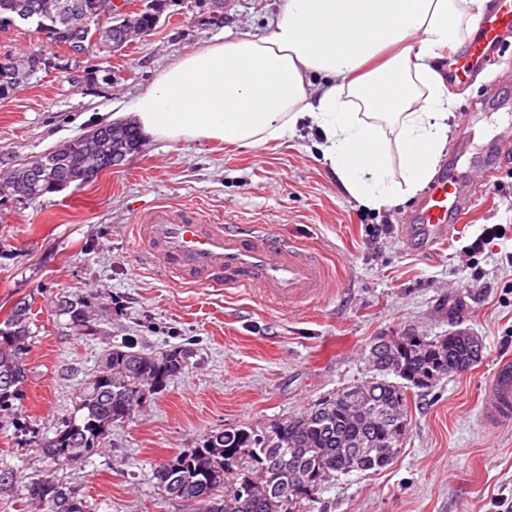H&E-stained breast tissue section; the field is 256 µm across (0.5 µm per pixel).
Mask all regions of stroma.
Listing matches in <instances>:
<instances>
[{
    "mask_svg": "<svg viewBox=\"0 0 512 512\" xmlns=\"http://www.w3.org/2000/svg\"><path fill=\"white\" fill-rule=\"evenodd\" d=\"M279 4L223 0L217 10L210 0H168L153 31L120 49L93 44L81 53L22 24L0 30V59H46L38 79L0 99V172L100 127L102 113L130 105L179 53L262 32ZM450 91L454 135L445 154L467 171L494 139L512 136V50ZM318 140L305 124L255 149L146 137L89 183L32 202L0 198V321L19 299L32 305L28 380L17 416L0 418V455L20 467L17 486L0 493V512H23L22 485L37 475L72 489L90 512H197L159 490V463L211 431L264 429L368 379L364 353L377 337L457 330L482 339V360L410 398L392 464L327 479L304 512H499V496L512 498V423L488 429L479 420L495 368L512 358V160L496 183L471 185L472 208L455 239L417 255L400 238L412 200L362 206L322 164ZM166 199L218 216L235 211L319 249L336 276L333 293L304 308L270 309L254 294L148 274L131 220ZM486 224L502 225V237L466 254ZM81 294L111 307L97 335L69 334L53 313L57 299ZM120 342L182 350L187 365L134 419L113 425L103 453L56 465L40 440L75 414Z\"/></svg>",
    "mask_w": 512,
    "mask_h": 512,
    "instance_id": "obj_1",
    "label": "stroma"
}]
</instances>
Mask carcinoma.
Instances as JSON below:
<instances>
[{
  "instance_id": "carcinoma-1",
  "label": "carcinoma",
  "mask_w": 512,
  "mask_h": 512,
  "mask_svg": "<svg viewBox=\"0 0 512 512\" xmlns=\"http://www.w3.org/2000/svg\"><path fill=\"white\" fill-rule=\"evenodd\" d=\"M86 0H0V29L13 25L18 6L37 15V31H52L51 41L66 44L65 30L86 26L87 40L99 31V19L88 17ZM165 0H151L121 25L106 20L109 42L154 30ZM43 55L29 53L0 63V98L38 78ZM140 133L124 124L114 141L112 126L104 125L62 147L46 151L0 178V195L36 200L71 183L85 182L112 168V154L135 150ZM92 295L62 297L58 315L65 328L78 334L93 331ZM31 306L21 299L0 326V412L16 413L14 402L27 381ZM483 347L463 332L446 336H394L390 343L376 338L367 354L372 377L339 390L303 413L261 430L224 428L208 433L195 448L159 464L155 478L167 496L199 506V512H303L302 502L330 477L354 471H379L388 466L398 438L406 431L408 391L426 390L450 373L471 368ZM186 358L180 350L164 352L115 346L80 395V418H72L41 443L45 455L64 465L86 459L102 448L105 434L142 408L141 401L161 391L182 372ZM394 375L399 381L387 379ZM26 506L34 512H86L82 499L69 488L44 476L25 486Z\"/></svg>"
}]
</instances>
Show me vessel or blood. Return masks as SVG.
Returning a JSON list of instances; mask_svg holds the SVG:
<instances>
[{"instance_id":"1","label":"vessel or blood","mask_w":512,"mask_h":512,"mask_svg":"<svg viewBox=\"0 0 512 512\" xmlns=\"http://www.w3.org/2000/svg\"><path fill=\"white\" fill-rule=\"evenodd\" d=\"M512 33V0H496L477 23V35L459 54L451 81L467 83L489 66ZM512 156V138L498 139L481 164L485 178ZM469 210L459 177L440 175L407 217L401 231L409 250L432 251L452 238ZM136 249L148 270L176 286L228 288L258 294L264 302L300 307L323 298L335 281L322 254L300 242L280 239L267 228L215 216L201 205L158 201L137 212L132 226ZM480 416L495 428L512 421V361H502L489 381Z\"/></svg>"}]
</instances>
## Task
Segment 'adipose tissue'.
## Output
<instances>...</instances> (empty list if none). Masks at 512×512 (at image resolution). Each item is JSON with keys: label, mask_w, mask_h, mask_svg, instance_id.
Here are the masks:
<instances>
[{"label": "adipose tissue", "mask_w": 512, "mask_h": 512, "mask_svg": "<svg viewBox=\"0 0 512 512\" xmlns=\"http://www.w3.org/2000/svg\"><path fill=\"white\" fill-rule=\"evenodd\" d=\"M488 0H282L258 34L178 56L127 109L144 135L253 148L300 123L346 192L377 208L414 195L448 143L443 50Z\"/></svg>", "instance_id": "1"}]
</instances>
